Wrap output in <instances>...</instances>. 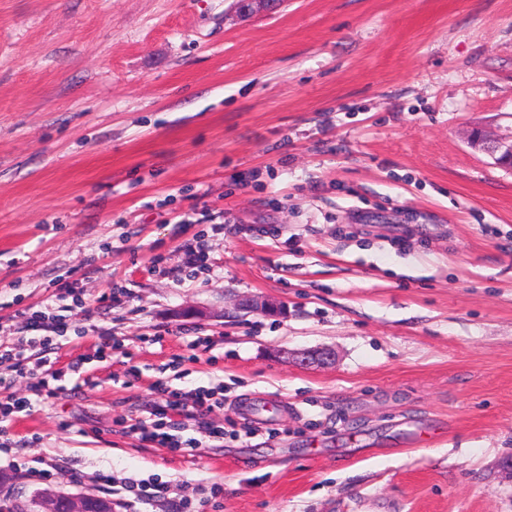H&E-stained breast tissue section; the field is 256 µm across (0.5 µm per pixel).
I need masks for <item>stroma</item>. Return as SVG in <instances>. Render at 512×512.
<instances>
[{
    "instance_id": "stroma-1",
    "label": "stroma",
    "mask_w": 512,
    "mask_h": 512,
    "mask_svg": "<svg viewBox=\"0 0 512 512\" xmlns=\"http://www.w3.org/2000/svg\"><path fill=\"white\" fill-rule=\"evenodd\" d=\"M230 5L0 0V322L48 309L90 378L0 472L117 512H512V173L464 136L512 119V0ZM159 379L224 389L194 453L129 431ZM292 356L295 363L305 367L325 366L335 361V354L329 347L303 349L293 353Z\"/></svg>"
}]
</instances>
